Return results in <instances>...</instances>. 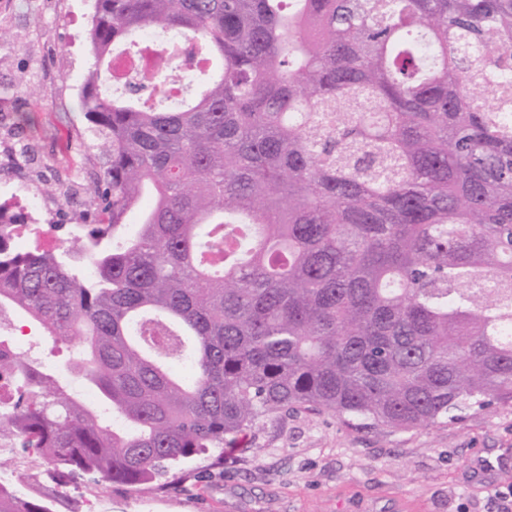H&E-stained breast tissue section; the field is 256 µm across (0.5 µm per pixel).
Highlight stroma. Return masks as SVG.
Masks as SVG:
<instances>
[{
	"label": "stroma",
	"mask_w": 512,
	"mask_h": 512,
	"mask_svg": "<svg viewBox=\"0 0 512 512\" xmlns=\"http://www.w3.org/2000/svg\"><path fill=\"white\" fill-rule=\"evenodd\" d=\"M0 23V149L21 143L35 162L25 187L40 194V231L17 241L21 250L44 238L65 246L84 223V203L65 202L57 183L86 182L106 168L91 149L80 91L91 63L84 0H14ZM51 57L57 80L44 87L36 62ZM24 348L61 376L70 353L34 323ZM190 480L160 491L81 477L69 488V512H86L87 492L105 512H503L512 499V406L471 407L445 423L410 431L355 429L327 412L291 410L260 421L224 463L185 462Z\"/></svg>",
	"instance_id": "1"
}]
</instances>
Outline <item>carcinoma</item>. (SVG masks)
<instances>
[{
    "instance_id": "carcinoma-1",
    "label": "carcinoma",
    "mask_w": 512,
    "mask_h": 512,
    "mask_svg": "<svg viewBox=\"0 0 512 512\" xmlns=\"http://www.w3.org/2000/svg\"><path fill=\"white\" fill-rule=\"evenodd\" d=\"M88 39L92 219L58 254L0 223V303L75 351L0 357L53 480L152 485L282 410L512 405V0H95ZM178 39L211 67L171 107L108 93Z\"/></svg>"
}]
</instances>
